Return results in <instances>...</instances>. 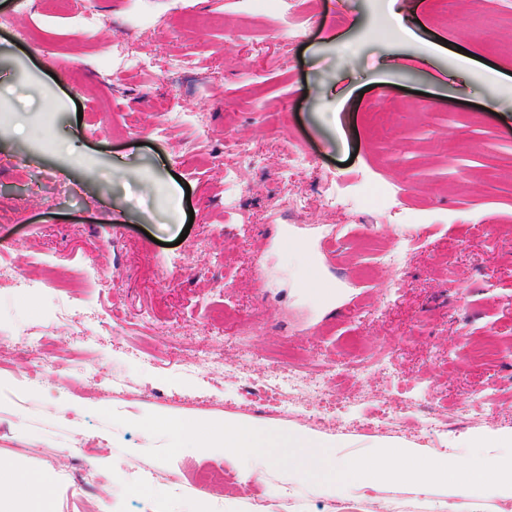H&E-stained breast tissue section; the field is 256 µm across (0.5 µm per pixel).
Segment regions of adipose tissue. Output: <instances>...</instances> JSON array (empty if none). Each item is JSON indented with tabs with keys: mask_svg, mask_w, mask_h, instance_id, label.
Segmentation results:
<instances>
[{
	"mask_svg": "<svg viewBox=\"0 0 512 512\" xmlns=\"http://www.w3.org/2000/svg\"><path fill=\"white\" fill-rule=\"evenodd\" d=\"M168 426L200 452H220L237 464L243 478L261 480L270 468L287 465V485L278 498L303 495L312 487L339 500L381 501L384 487L406 489L430 499L434 512L453 500L479 512L484 501H512V429L466 433L455 439L454 455H431L411 442H374L367 453L352 452L344 435H325L300 425L261 426L240 416L200 426L176 418ZM50 478L18 474L0 460V496L25 499L28 512H49Z\"/></svg>",
	"mask_w": 512,
	"mask_h": 512,
	"instance_id": "1",
	"label": "adipose tissue"
}]
</instances>
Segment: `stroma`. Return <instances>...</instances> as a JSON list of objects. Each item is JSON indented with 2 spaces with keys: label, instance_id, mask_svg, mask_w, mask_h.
Listing matches in <instances>:
<instances>
[{
  "label": "stroma",
  "instance_id": "stroma-1",
  "mask_svg": "<svg viewBox=\"0 0 512 512\" xmlns=\"http://www.w3.org/2000/svg\"><path fill=\"white\" fill-rule=\"evenodd\" d=\"M404 41L383 0H293L285 14L245 0H0V459L51 476L53 512H339V501L272 491L288 472L242 481L223 454L180 448L168 418L207 424L238 415L300 425L358 444L409 441L441 453L479 430L512 428V0H399ZM99 17L87 25L83 10ZM208 16L189 31L185 13ZM150 60L130 65L125 47ZM503 67L492 82L456 73L461 52ZM187 58L175 72L168 61ZM115 78L103 84L102 66ZM393 117L387 133L371 114ZM260 161L239 162L232 143ZM311 163L288 179L283 153ZM247 193L227 204L225 170ZM377 179L398 194L424 244L401 271L370 267L345 224L394 246L388 211H326L328 186ZM304 195L290 217L281 201ZM316 274L322 288L306 283ZM54 286L38 290L34 281ZM401 287H394V280ZM75 306L67 328L53 307ZM262 328L248 354L225 319ZM45 337L54 371L30 384ZM308 361L350 346L382 355L369 375L329 378L341 402L268 394L287 376L271 355ZM209 353V369L184 363ZM430 387L428 408L409 404ZM402 402L400 428L369 423L380 396ZM492 408H479L484 396ZM470 416L448 421L461 401ZM442 424L420 434L424 411ZM98 478L83 480L87 463Z\"/></svg>",
  "mask_w": 512,
  "mask_h": 512
}]
</instances>
